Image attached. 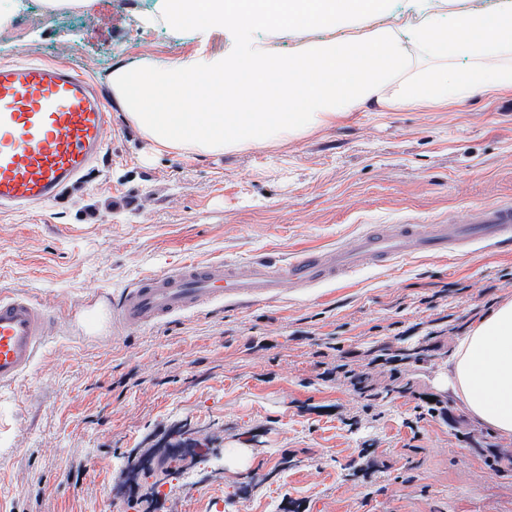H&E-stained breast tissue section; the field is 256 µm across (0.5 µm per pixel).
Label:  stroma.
Listing matches in <instances>:
<instances>
[{
	"mask_svg": "<svg viewBox=\"0 0 512 512\" xmlns=\"http://www.w3.org/2000/svg\"><path fill=\"white\" fill-rule=\"evenodd\" d=\"M11 3L0 62L69 64L106 94L117 63L224 48L220 32L203 43L147 24L158 0H98L74 20ZM108 109L93 173L58 201L0 212V292L57 313L33 369L0 387V512H512V444L438 383L477 314L512 298V248L409 256L131 334L107 302L189 261L285 265L369 224H460L512 202V92L361 109L205 156L156 152ZM439 329L412 391L370 400L336 376L346 363L391 385L375 351L429 346ZM430 397L450 416L430 415Z\"/></svg>",
	"mask_w": 512,
	"mask_h": 512,
	"instance_id": "35a3bbf8",
	"label": "stroma"
}]
</instances>
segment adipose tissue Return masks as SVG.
<instances>
[{"instance_id":"1","label":"adipose tissue","mask_w":512,"mask_h":512,"mask_svg":"<svg viewBox=\"0 0 512 512\" xmlns=\"http://www.w3.org/2000/svg\"><path fill=\"white\" fill-rule=\"evenodd\" d=\"M389 9L390 0H163L160 20L223 32V52L116 65L112 95L158 151L207 155L281 143L367 104L512 91V0L464 14L432 0L407 37L395 26L329 35ZM283 33L297 39L293 53L277 48ZM443 382L474 423L512 443V300L490 305L458 340Z\"/></svg>"}]
</instances>
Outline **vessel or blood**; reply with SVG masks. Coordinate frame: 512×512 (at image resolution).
Wrapping results in <instances>:
<instances>
[{
    "mask_svg": "<svg viewBox=\"0 0 512 512\" xmlns=\"http://www.w3.org/2000/svg\"><path fill=\"white\" fill-rule=\"evenodd\" d=\"M110 113L102 90L73 66L33 60L0 63V210L56 200L105 154ZM512 243V204L490 206L468 224H373L347 247L271 262L185 263L146 275L121 293L115 323L124 331L158 324L212 302H257L339 280L367 265L415 253L463 256L477 244ZM55 321L52 309L0 295V386L34 364Z\"/></svg>",
    "mask_w": 512,
    "mask_h": 512,
    "instance_id": "obj_1",
    "label": "vessel or blood"
}]
</instances>
